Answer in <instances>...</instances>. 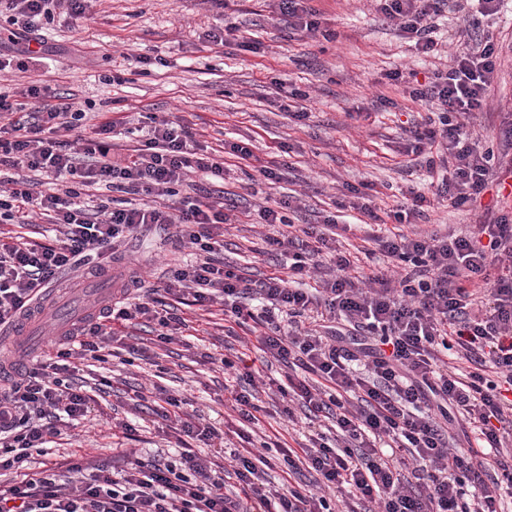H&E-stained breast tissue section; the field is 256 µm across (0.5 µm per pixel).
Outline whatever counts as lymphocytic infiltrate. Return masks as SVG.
I'll return each instance as SVG.
<instances>
[{
    "label": "lymphocytic infiltrate",
    "instance_id": "f902f5d3",
    "mask_svg": "<svg viewBox=\"0 0 512 512\" xmlns=\"http://www.w3.org/2000/svg\"><path fill=\"white\" fill-rule=\"evenodd\" d=\"M472 1L475 28L505 7V0H374L424 55L439 51L437 19ZM0 6L9 13L8 41L35 42L56 8L79 19L89 0ZM502 50L490 34L465 39L446 69L420 87L403 70L385 74L432 114L410 128L405 147L425 167L426 188L383 215L372 182L356 192L359 212L374 224L390 217L411 227L371 238L393 267L410 265L396 276L351 263L336 247L334 220L322 233L300 229L285 214L286 200L258 215L277 225L268 242L287 263L262 280L246 279L218 256L229 221L223 195L180 194L190 174L224 175L223 160L201 153L186 127L155 121L136 154L118 160L112 139L125 134V120L87 124L72 96L49 102L48 87L35 83L19 99L0 90V327L30 316L62 271L105 260L114 239L141 225H168L195 250L193 261L172 270L168 302L150 289L120 293L105 314L82 319L75 335H62L51 354L0 386V472L21 474L0 485V512H503L504 498H512V209L442 235L411 226L425 211L465 207L495 181L492 153L468 122L487 104ZM63 130L70 139H59ZM17 169L52 176L53 191L14 177ZM94 186L141 192L146 200L92 210L84 195ZM35 213L57 225L54 237L28 235ZM319 255L329 275L304 287ZM188 300L205 313L223 304L225 320L248 325L253 347L290 369L280 396L298 401L306 419H328L334 435L289 449V481L281 486L258 485L263 453L235 454L238 487L231 492L214 475L217 460L189 451L167 462L133 457L114 475L81 464L75 482L48 465L25 471L62 439L58 422L88 413L89 398L68 364L73 353L108 362L115 325L137 317L152 322L156 342H170L189 328L176 312ZM278 310L287 324L275 318ZM454 411L476 434V448L466 453L448 432ZM304 471L309 481L292 484Z\"/></svg>",
    "mask_w": 512,
    "mask_h": 512
}]
</instances>
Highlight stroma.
Wrapping results in <instances>:
<instances>
[{
    "label": "stroma",
    "mask_w": 512,
    "mask_h": 512,
    "mask_svg": "<svg viewBox=\"0 0 512 512\" xmlns=\"http://www.w3.org/2000/svg\"><path fill=\"white\" fill-rule=\"evenodd\" d=\"M318 33L295 31L281 19L276 0H92L84 18L55 16L44 29L45 53L24 73L0 75V85L19 92L29 81L52 93L89 101L98 112H120L132 126L149 128L153 118L186 126L210 153L224 155V192L236 212L272 206L290 198L293 223L322 229L328 216L351 218L352 186L371 181L382 186L376 203L395 206L409 189L420 188L425 169L401 150L406 131L428 113L409 100L402 87L384 83L385 72L401 68L425 82L448 63L444 56H425L375 12L372 0H311ZM232 28L225 45L204 39L207 30ZM139 55L151 57L140 74ZM306 92L308 119L288 111V94ZM512 105V61L497 73L489 104L475 121L484 145L495 156L512 152L501 133ZM248 138L261 162L286 157L279 179L268 180L252 164L225 156L224 142ZM487 192L459 210L435 208L418 219V230L446 233L448 228L478 224L495 202ZM273 229L264 224L227 225L224 265L253 279L273 273L281 258L267 242ZM113 271L120 280L137 275L144 288L167 284L174 264L193 258L163 224H148L117 239L112 247ZM86 265L63 271L48 292L59 308H80L86 295ZM195 332L161 346L147 344L145 356L130 353L126 337H144L143 325L130 324L114 341L115 355L80 371L88 386L112 383L98 392L92 411L71 428L69 439L49 449L41 463L71 477L72 464L103 463L124 469L129 453L148 459L178 458L177 431L147 407L128 401L132 390L152 395L163 387L181 399L182 410L224 431L225 450L260 444L288 431H306L303 413L294 419L266 414L272 401L259 393L264 410L258 423L243 421L232 407L228 386L233 372L219 358L246 353L260 359L247 342L244 328L225 331L206 324L194 308L180 307ZM126 421L128 433H117L113 421Z\"/></svg>",
    "instance_id": "1"
}]
</instances>
